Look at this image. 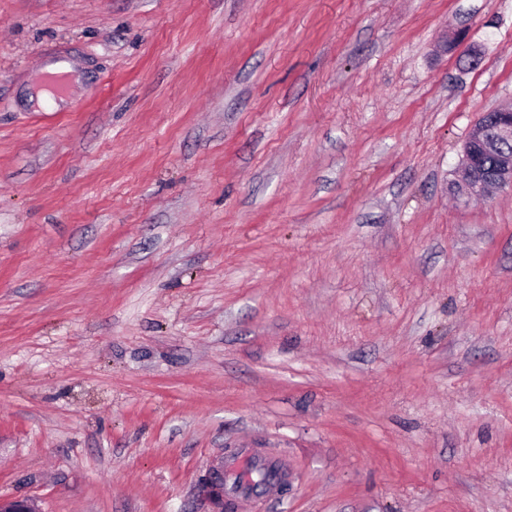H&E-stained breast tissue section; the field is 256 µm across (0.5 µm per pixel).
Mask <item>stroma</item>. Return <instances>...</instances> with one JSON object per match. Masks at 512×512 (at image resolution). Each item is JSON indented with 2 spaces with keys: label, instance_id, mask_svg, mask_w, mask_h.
<instances>
[{
  "label": "stroma",
  "instance_id": "stroma-1",
  "mask_svg": "<svg viewBox=\"0 0 512 512\" xmlns=\"http://www.w3.org/2000/svg\"><path fill=\"white\" fill-rule=\"evenodd\" d=\"M505 107L512 0H0V496L512 512ZM512 112L497 110L485 112L475 122L465 141L463 155L457 170L456 187L459 191L479 199L505 187L512 188ZM496 160L494 168L488 164ZM205 488L210 499L223 508L224 506V473L223 466H213L205 477Z\"/></svg>",
  "mask_w": 512,
  "mask_h": 512
}]
</instances>
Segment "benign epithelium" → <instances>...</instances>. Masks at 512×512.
Returning <instances> with one entry per match:
<instances>
[{
    "label": "benign epithelium",
    "mask_w": 512,
    "mask_h": 512,
    "mask_svg": "<svg viewBox=\"0 0 512 512\" xmlns=\"http://www.w3.org/2000/svg\"><path fill=\"white\" fill-rule=\"evenodd\" d=\"M512 112L498 110L485 112L475 122L465 141L463 155L457 170L456 187L475 198L484 199L497 190L512 188ZM496 160L494 168L482 160ZM205 488L210 499L224 506V473L213 466L205 477ZM0 512H38L29 499H0Z\"/></svg>",
    "instance_id": "benign-epithelium-1"
}]
</instances>
